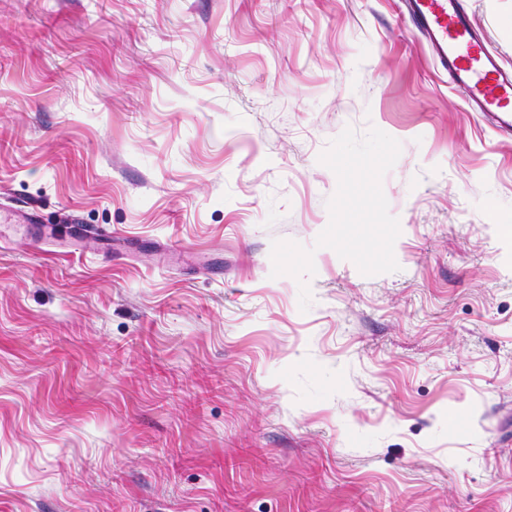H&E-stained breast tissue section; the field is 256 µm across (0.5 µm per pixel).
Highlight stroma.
<instances>
[{
    "instance_id": "35a3bbf8",
    "label": "stroma",
    "mask_w": 512,
    "mask_h": 512,
    "mask_svg": "<svg viewBox=\"0 0 512 512\" xmlns=\"http://www.w3.org/2000/svg\"><path fill=\"white\" fill-rule=\"evenodd\" d=\"M0 206L119 240H0V512H512V139L402 0H0Z\"/></svg>"
}]
</instances>
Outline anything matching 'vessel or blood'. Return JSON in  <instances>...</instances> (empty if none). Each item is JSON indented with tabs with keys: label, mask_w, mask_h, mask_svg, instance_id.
I'll return each mask as SVG.
<instances>
[{
	"label": "vessel or blood",
	"mask_w": 512,
	"mask_h": 512,
	"mask_svg": "<svg viewBox=\"0 0 512 512\" xmlns=\"http://www.w3.org/2000/svg\"><path fill=\"white\" fill-rule=\"evenodd\" d=\"M406 14L427 40L439 68L467 104L512 137V70L503 67L473 24L467 0H405Z\"/></svg>",
	"instance_id": "obj_1"
}]
</instances>
